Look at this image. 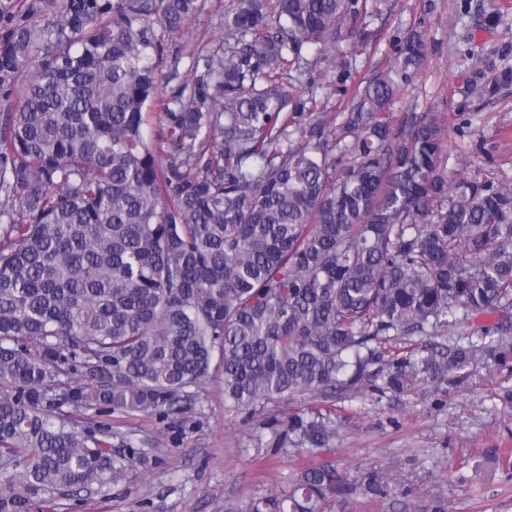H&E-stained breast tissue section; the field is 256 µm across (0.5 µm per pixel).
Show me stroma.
Instances as JSON below:
<instances>
[{"instance_id":"obj_1","label":"stroma","mask_w":512,"mask_h":512,"mask_svg":"<svg viewBox=\"0 0 512 512\" xmlns=\"http://www.w3.org/2000/svg\"><path fill=\"white\" fill-rule=\"evenodd\" d=\"M202 9L180 34L166 38L178 75L197 60L201 44L218 46L230 0H201ZM418 29L428 61L396 112H438L445 120L441 168L451 176L494 173L512 185V83L495 94L465 84L477 59L512 68V0H386L371 26V52L348 74L320 77L317 97L330 116L345 99L333 86L356 84L396 36ZM512 387V366L479 362L468 383L395 395L364 392L326 400L297 396L271 405L268 415L330 413L337 435L328 450L274 454L272 433L260 419L227 411L220 374L196 391L191 411L167 417L117 411L106 416L112 448L126 441L156 458L152 472L73 497L67 512H247L252 499L287 488L300 468L332 460L350 477L378 470L388 488L371 501L354 495L346 512H512V405L499 400Z\"/></svg>"}]
</instances>
